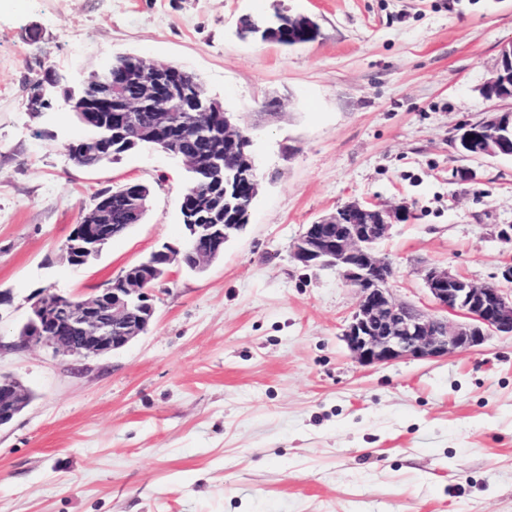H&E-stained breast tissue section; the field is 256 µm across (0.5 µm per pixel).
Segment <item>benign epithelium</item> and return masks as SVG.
Here are the masks:
<instances>
[{"mask_svg":"<svg viewBox=\"0 0 512 512\" xmlns=\"http://www.w3.org/2000/svg\"><path fill=\"white\" fill-rule=\"evenodd\" d=\"M136 95L127 100L126 111L139 112L141 104H155L154 124L138 129L148 136L166 127L169 112H207L196 85L167 65L145 59L131 76ZM500 100H512V43L503 47L495 75L484 85ZM61 89L56 74L42 81L40 102L46 103ZM125 95L124 86L101 82L94 96L72 95V109L94 117L103 103ZM456 151L466 158L512 157V109L491 113L481 124H468L455 136ZM258 182L237 175L224 180V207L231 210L243 196L257 195ZM210 202L194 199L185 209L188 241L206 236L220 242L242 224H198L197 216ZM410 217L404 205L348 202L315 224L305 225L293 244V258L305 266L330 267L354 288L358 302L343 331V340L362 366L388 365L401 360L446 357L481 346L490 336L512 337V290L498 284L476 285L447 269L430 267L423 281L432 305L424 310L393 297L396 270L376 251L396 224ZM80 242L78 250L87 261L100 251L102 238L85 224L71 230ZM151 264L122 274L92 295L76 298L45 289L31 304L32 315L19 336V345L51 347L54 352L77 359L101 357L126 347L145 333L154 308L145 289L134 282L154 280ZM460 320L455 321L453 317ZM61 325L52 336L41 334L47 323ZM29 403L26 387L15 376L0 375V427L11 423Z\"/></svg>","mask_w":512,"mask_h":512,"instance_id":"7a95c632","label":"benign epithelium"}]
</instances>
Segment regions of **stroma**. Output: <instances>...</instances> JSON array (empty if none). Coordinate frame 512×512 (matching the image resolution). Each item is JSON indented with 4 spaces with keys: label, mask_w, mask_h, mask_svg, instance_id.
Masks as SVG:
<instances>
[{
    "label": "stroma",
    "mask_w": 512,
    "mask_h": 512,
    "mask_svg": "<svg viewBox=\"0 0 512 512\" xmlns=\"http://www.w3.org/2000/svg\"><path fill=\"white\" fill-rule=\"evenodd\" d=\"M275 7L317 40L239 37ZM511 43L512 0H0V373L34 393L0 427V512H512V337L359 365L355 289L291 254L346 202L405 204L378 246L397 300L428 305L425 265L500 280L512 158H461L454 138L512 108L481 93ZM118 54L195 73L232 112L256 203L204 272L171 267L122 350L15 348L38 292L89 295L184 240L182 161L144 147L76 166L74 115L27 108L45 62L74 84ZM132 181L151 189L144 220L69 264L81 212Z\"/></svg>",
    "instance_id": "1"
}]
</instances>
